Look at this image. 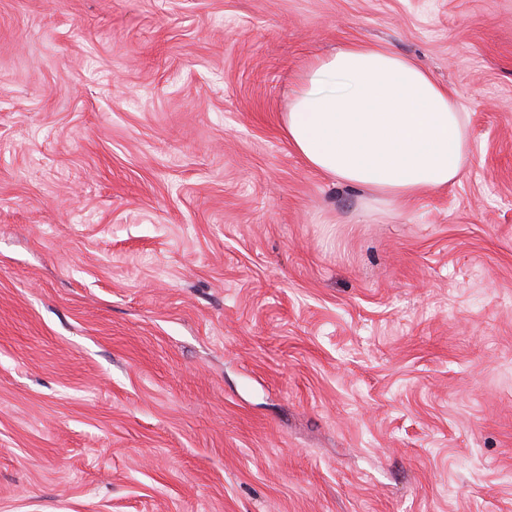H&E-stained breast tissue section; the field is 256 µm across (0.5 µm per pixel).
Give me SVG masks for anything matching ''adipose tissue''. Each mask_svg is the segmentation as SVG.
Wrapping results in <instances>:
<instances>
[{
  "label": "adipose tissue",
  "mask_w": 512,
  "mask_h": 512,
  "mask_svg": "<svg viewBox=\"0 0 512 512\" xmlns=\"http://www.w3.org/2000/svg\"><path fill=\"white\" fill-rule=\"evenodd\" d=\"M285 133L311 168L390 201L453 184L470 150L454 91L415 62L364 42L307 66Z\"/></svg>",
  "instance_id": "1"
}]
</instances>
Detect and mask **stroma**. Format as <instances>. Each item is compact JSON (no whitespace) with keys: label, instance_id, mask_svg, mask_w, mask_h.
Here are the masks:
<instances>
[{"label":"stroma","instance_id":"stroma-1","mask_svg":"<svg viewBox=\"0 0 512 512\" xmlns=\"http://www.w3.org/2000/svg\"><path fill=\"white\" fill-rule=\"evenodd\" d=\"M356 40L456 184L289 146ZM0 512H512V0H0ZM285 133L311 168L387 201L453 184L470 150L454 91L415 62L364 42L307 66Z\"/></svg>","mask_w":512,"mask_h":512}]
</instances>
